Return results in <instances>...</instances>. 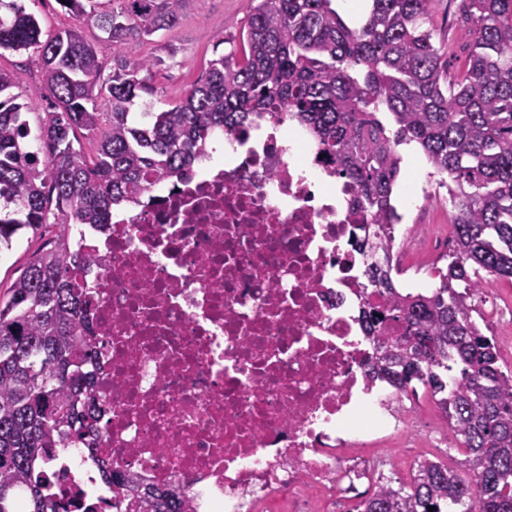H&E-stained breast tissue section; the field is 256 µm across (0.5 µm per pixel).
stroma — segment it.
<instances>
[{
    "instance_id": "1",
    "label": "stroma",
    "mask_w": 512,
    "mask_h": 512,
    "mask_svg": "<svg viewBox=\"0 0 512 512\" xmlns=\"http://www.w3.org/2000/svg\"><path fill=\"white\" fill-rule=\"evenodd\" d=\"M27 10L36 14L44 36L64 29L78 31L96 50L103 73L112 70L116 46L108 35L88 20L62 10L57 0H24ZM252 10L251 0H185L178 23L158 32L152 39L138 42L140 54L163 58L151 82L156 89L155 107L166 108L180 101L190 86L204 73L215 56L218 37L238 38L246 27ZM429 26L434 41L448 59V74L456 76L463 68L473 44L474 34L461 15L460 0H433ZM0 69L10 73L15 91L30 104L25 118L30 128H37L52 100L44 84L35 57L10 52L0 55ZM401 172L394 190L403 226L396 239L395 256L406 269V278L422 281L424 288L436 287L429 268L445 266L453 249L451 224L455 210L446 189L440 188L421 149L416 144L401 145ZM58 227L44 228L40 234L25 233L15 238L11 250L0 253V297L5 296L12 280L43 245L52 242ZM487 310L484 323L493 336L503 368L512 369V280L493 278L478 300ZM412 419L404 432L376 444L375 454L385 466L387 477L408 484L414 464L424 459L457 467L462 456L439 408L426 396L403 398Z\"/></svg>"
}]
</instances>
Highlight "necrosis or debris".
Returning a JSON list of instances; mask_svg holds the SVG:
<instances>
[{"instance_id": "1", "label": "necrosis or debris", "mask_w": 512, "mask_h": 512, "mask_svg": "<svg viewBox=\"0 0 512 512\" xmlns=\"http://www.w3.org/2000/svg\"><path fill=\"white\" fill-rule=\"evenodd\" d=\"M334 167L303 131L271 123L113 214L111 237L70 225L111 413L99 454L74 446L47 465L68 512H134L102 478L106 460L146 486H183L186 512L271 500L311 512L377 475L352 451L405 413L365 378L375 349L358 317L376 294Z\"/></svg>"}]
</instances>
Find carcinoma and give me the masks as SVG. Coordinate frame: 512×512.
I'll return each instance as SVG.
<instances>
[{"label": "carcinoma", "mask_w": 512, "mask_h": 512, "mask_svg": "<svg viewBox=\"0 0 512 512\" xmlns=\"http://www.w3.org/2000/svg\"><path fill=\"white\" fill-rule=\"evenodd\" d=\"M184 2L121 0L107 8L101 0H58L117 45L103 79L80 33L44 40L34 13L0 0V49L37 56L53 97L33 135L21 119L28 104L0 71V249L23 230L61 227L0 299V512H17L20 500L25 512H60L41 466L75 444L97 451L109 413L91 370L94 338L85 334L92 297L78 280L84 257L67 249L66 227L108 231L113 207L187 174L215 132L270 118L313 137L354 185L367 217L358 246L384 299L362 310L377 341L368 378L401 395L422 387L464 453L457 469L427 460L411 484H380L357 512H512V371L502 370L475 318L488 278L512 279V0H461L475 40L454 80L428 27L431 0H368L357 22L335 0H253L241 50L212 59L178 104L157 110L148 79L157 61L133 43L174 26ZM100 98L108 111H98ZM82 136L97 138L90 157ZM411 143L457 210L455 248L427 293L402 291L384 269L399 221L398 147ZM394 319L404 328L389 336ZM103 474L140 497L145 512H183L180 487L157 496L110 463Z\"/></svg>", "instance_id": "carcinoma-1"}]
</instances>
